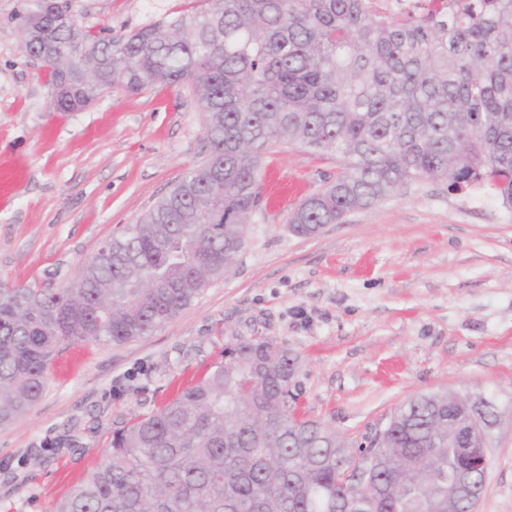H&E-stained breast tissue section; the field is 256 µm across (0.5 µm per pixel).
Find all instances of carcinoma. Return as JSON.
I'll list each match as a JSON object with an SVG mask.
<instances>
[{
  "label": "carcinoma",
  "mask_w": 512,
  "mask_h": 512,
  "mask_svg": "<svg viewBox=\"0 0 512 512\" xmlns=\"http://www.w3.org/2000/svg\"><path fill=\"white\" fill-rule=\"evenodd\" d=\"M59 112L115 85L188 88L206 159L69 288L0 282V425L42 397L67 341L122 344L161 327L233 267L260 203L259 160L279 142L340 162L289 224L300 234L401 187L478 185L512 208V0H448L405 16L366 0H201L129 35L85 29L58 0L18 15ZM38 22L40 39L29 40ZM159 410L112 433L102 463L54 512H457L447 395L423 394L352 448L297 412V357L264 337ZM374 461L368 482L348 470Z\"/></svg>",
  "instance_id": "1"
}]
</instances>
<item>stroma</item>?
<instances>
[{
	"mask_svg": "<svg viewBox=\"0 0 512 512\" xmlns=\"http://www.w3.org/2000/svg\"><path fill=\"white\" fill-rule=\"evenodd\" d=\"M60 3L115 36L192 7ZM24 5L0 0V279L56 289L204 160V114L188 88L162 85L56 111L42 63L22 49ZM339 168L296 143L267 149L260 206L228 273L148 335L59 346L40 401L0 427V512H53L120 420L160 409L251 336L297 354L299 411L352 446L419 395L491 399L477 512H512V209L490 189L455 195L425 180L313 235L292 232L291 213Z\"/></svg>",
	"mask_w": 512,
	"mask_h": 512,
	"instance_id": "stroma-1",
	"label": "stroma"
}]
</instances>
